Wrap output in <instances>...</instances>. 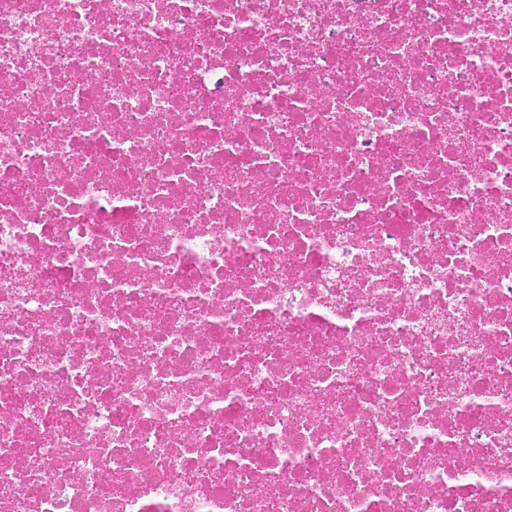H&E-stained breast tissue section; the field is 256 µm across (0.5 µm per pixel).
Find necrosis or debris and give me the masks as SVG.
<instances>
[{"label":"necrosis or debris","mask_w":512,"mask_h":512,"mask_svg":"<svg viewBox=\"0 0 512 512\" xmlns=\"http://www.w3.org/2000/svg\"><path fill=\"white\" fill-rule=\"evenodd\" d=\"M0 512H512V0H0Z\"/></svg>","instance_id":"obj_1"}]
</instances>
